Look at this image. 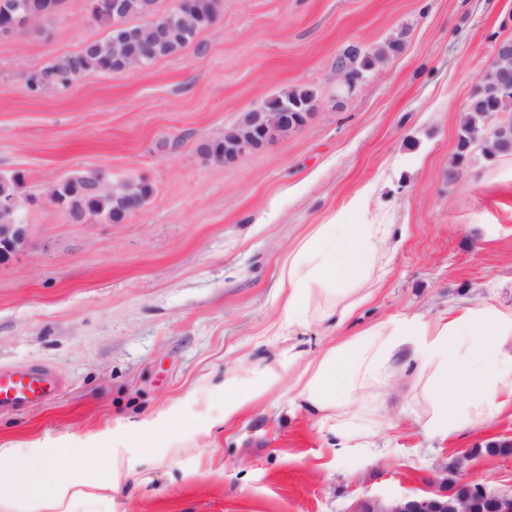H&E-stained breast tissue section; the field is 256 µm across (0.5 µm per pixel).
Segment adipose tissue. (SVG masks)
Instances as JSON below:
<instances>
[{
	"label": "adipose tissue",
	"mask_w": 512,
	"mask_h": 512,
	"mask_svg": "<svg viewBox=\"0 0 512 512\" xmlns=\"http://www.w3.org/2000/svg\"><path fill=\"white\" fill-rule=\"evenodd\" d=\"M367 210V198H358L352 204L354 222L320 225L292 256L282 272V285L288 290L284 319L271 327V335H281L285 327L307 316L313 305L343 320L368 299L374 260L387 232L385 225L360 223ZM510 343L512 311L491 304L455 308L432 321L416 316L392 318L306 362L291 387L322 419L337 420L336 434L346 444L358 431L341 423V416L356 398L379 399L389 386L392 360L401 349H409L419 373L409 379L408 392L421 394L427 401V428L444 439L512 405V367L500 359L502 348ZM278 379L272 371L227 377L222 422H230ZM62 454L59 448L38 453L0 448V497L21 512H71L90 484L88 471L114 482L120 478L111 459L99 458L94 448L72 451L73 456L91 461V470L59 478L55 460Z\"/></svg>",
	"instance_id": "ef3b65f1"
}]
</instances>
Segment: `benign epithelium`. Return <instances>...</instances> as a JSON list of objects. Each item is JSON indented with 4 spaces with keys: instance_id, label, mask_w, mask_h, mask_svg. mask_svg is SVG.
Returning <instances> with one entry per match:
<instances>
[{
    "instance_id": "benign-epithelium-1",
    "label": "benign epithelium",
    "mask_w": 512,
    "mask_h": 512,
    "mask_svg": "<svg viewBox=\"0 0 512 512\" xmlns=\"http://www.w3.org/2000/svg\"><path fill=\"white\" fill-rule=\"evenodd\" d=\"M112 61L117 64L115 74L127 73L134 69L135 58L128 54L124 42L112 44ZM310 113L298 112L294 103L283 97L278 100L275 110L269 111L262 105L234 126L224 129V133L205 143L209 157L224 164L237 162L250 150L272 145L305 126ZM153 194L151 183L142 177H128L112 182V223L118 224L129 215L140 210L139 202ZM17 204L11 197L0 196V261L12 257L27 242L29 225L16 215ZM367 512H446L434 498L422 500L402 499L393 502L388 508L375 510L365 504Z\"/></svg>"
}]
</instances>
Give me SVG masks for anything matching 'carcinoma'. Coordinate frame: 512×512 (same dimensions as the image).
I'll list each match as a JSON object with an SVG mask.
<instances>
[{
  "label": "carcinoma",
  "instance_id": "carcinoma-1",
  "mask_svg": "<svg viewBox=\"0 0 512 512\" xmlns=\"http://www.w3.org/2000/svg\"><path fill=\"white\" fill-rule=\"evenodd\" d=\"M217 2L218 0H197L193 3L192 7L201 13L199 21L194 25H182L169 14L158 18V21L174 27V38L157 50L144 47L140 54L141 62L149 65L160 58L176 55L188 47L202 29L214 22ZM61 3L62 0H38L34 8L37 17L32 22L52 16ZM89 9L94 21L108 28L106 37L31 73L27 79V89L30 92H39L53 86L66 87L93 70L112 72V41L121 34H130L138 29V26L128 24L129 18L157 15V0H124V8L120 13L112 11V0H89ZM364 61L363 55L344 54L337 59L336 67L353 75L362 70ZM506 75L512 77V54L499 57L474 89L458 135L456 163L467 160L477 143L481 144V154L487 161L512 154L511 119L499 123V131L490 133L487 139L479 138L484 132L489 115L512 112V90L506 91L503 86V77ZM56 193L61 210L68 216L80 212L85 217L99 216L107 222L112 221V186L106 182L98 178L73 176L61 181L57 185ZM445 500L448 501L447 512H454L460 501L467 503L469 512H502L500 503L481 492V487L477 484L461 486L448 494Z\"/></svg>",
  "mask_w": 512,
  "mask_h": 512
}]
</instances>
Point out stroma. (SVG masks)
I'll return each instance as SVG.
<instances>
[{"mask_svg": "<svg viewBox=\"0 0 512 512\" xmlns=\"http://www.w3.org/2000/svg\"><path fill=\"white\" fill-rule=\"evenodd\" d=\"M108 30L87 0L0 36V175H19L26 246L0 263V366L62 379L50 405L0 412L4 448H108L125 435L116 488L92 512H359L477 484L512 496V410L434 438L394 361L370 428L337 452L334 430L273 385L221 424L233 372L287 373L392 317L453 307L512 310V155L454 163L474 87L512 38V0H223L182 53L66 87L26 80ZM402 42L347 88L336 58ZM312 90L306 125L235 164L203 144L264 100ZM143 177L154 194L118 224L72 223L43 204L74 172ZM388 225L370 299L344 322L318 316L273 338L284 265L319 225L347 221L359 192ZM176 416L171 439L137 433Z\"/></svg>", "mask_w": 512, "mask_h": 512, "instance_id": "stroma-1", "label": "stroma"}]
</instances>
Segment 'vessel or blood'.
<instances>
[{"label": "vessel or blood", "instance_id": "b4317fda", "mask_svg": "<svg viewBox=\"0 0 512 512\" xmlns=\"http://www.w3.org/2000/svg\"><path fill=\"white\" fill-rule=\"evenodd\" d=\"M59 386V379L50 369H0V411L17 410L49 403Z\"/></svg>", "mask_w": 512, "mask_h": 512}]
</instances>
